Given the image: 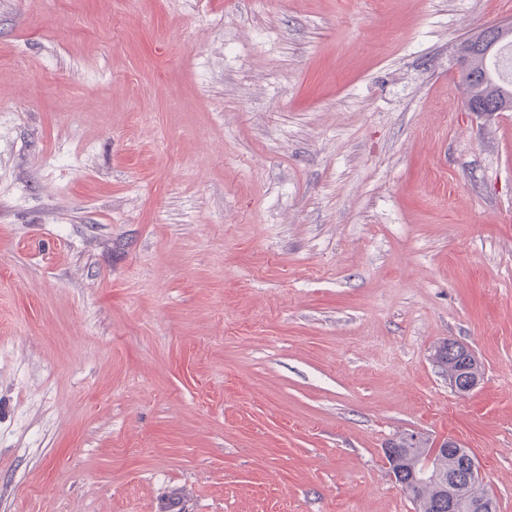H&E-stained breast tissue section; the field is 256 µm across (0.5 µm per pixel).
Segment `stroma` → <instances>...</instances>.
<instances>
[{
  "instance_id": "1",
  "label": "stroma",
  "mask_w": 512,
  "mask_h": 512,
  "mask_svg": "<svg viewBox=\"0 0 512 512\" xmlns=\"http://www.w3.org/2000/svg\"><path fill=\"white\" fill-rule=\"evenodd\" d=\"M512 0H0V512H512ZM468 346L480 385L433 363ZM510 30L512 32L511 25H492L486 29L478 43L481 50L480 56L483 60L487 59ZM506 45H510L512 47V39L507 38L504 39L498 49V54L502 50V48ZM496 57L494 59H496ZM494 59L490 63V72L492 79L491 84L485 86L477 85L476 87H471V95L481 97L488 105H495L500 99L504 97H511L512 99V79L505 80L501 78L500 75H497L496 72H493L492 63ZM456 354L461 368L454 376H448L450 386L461 395H466L478 387L482 379L481 367L473 352L459 343L450 347ZM460 445L461 443L458 440L450 437L432 440L423 449L422 454L418 458V463L414 449L408 453L406 448L400 447L401 454L404 455L399 458V461L401 459L400 463H395V460L388 456L394 457L395 450L393 448H398L399 444L396 441L386 444L384 454L388 457L390 473H394L395 483L409 492L410 498L415 504L416 512H456L458 510V490L461 483L455 474L453 475L448 471V455L455 454L456 456H461L464 451ZM440 453L447 454H442L435 458ZM434 458L435 460L433 461ZM463 460L464 456L451 460L449 465L452 471H459L461 474ZM416 463L417 467L412 471L409 479L410 482L417 484L428 479L431 476L430 467L432 464L431 468L434 472L447 477L448 494H445L440 482L425 481L417 485L408 483L410 470Z\"/></svg>"
}]
</instances>
